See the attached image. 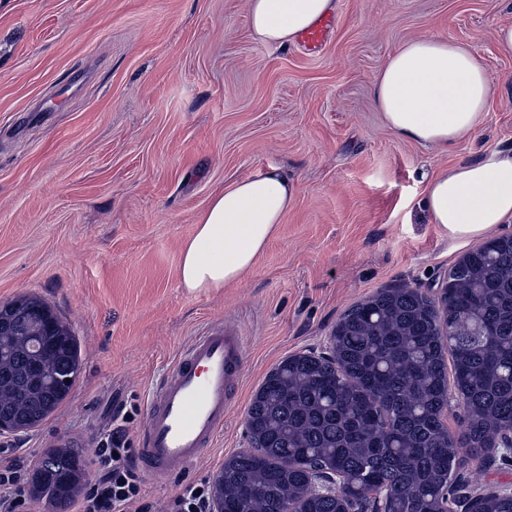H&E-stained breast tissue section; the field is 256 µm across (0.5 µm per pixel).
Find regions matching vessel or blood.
I'll list each match as a JSON object with an SVG mask.
<instances>
[{
    "mask_svg": "<svg viewBox=\"0 0 512 512\" xmlns=\"http://www.w3.org/2000/svg\"><path fill=\"white\" fill-rule=\"evenodd\" d=\"M245 344L216 324L195 337L157 386L139 431L148 476L171 479L212 448L224 428L241 377Z\"/></svg>",
    "mask_w": 512,
    "mask_h": 512,
    "instance_id": "b4317fda",
    "label": "vessel or blood"
}]
</instances>
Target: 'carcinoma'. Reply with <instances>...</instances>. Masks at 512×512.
Returning a JSON list of instances; mask_svg holds the SVG:
<instances>
[{"mask_svg":"<svg viewBox=\"0 0 512 512\" xmlns=\"http://www.w3.org/2000/svg\"><path fill=\"white\" fill-rule=\"evenodd\" d=\"M50 307L23 298L0 312V420L36 426L67 397L80 370L75 336H37ZM329 356L295 354L265 378L248 412L252 448L224 462V512H338L336 494L308 475L343 474L357 512H434L455 474L500 447L512 428V237L493 238L448 269L436 303L384 288L349 308ZM455 392L464 428L444 424ZM84 478L80 453L42 458L34 489L65 512ZM482 512H512V496L481 494Z\"/></svg>","mask_w":512,"mask_h":512,"instance_id":"1","label":"carcinoma"}]
</instances>
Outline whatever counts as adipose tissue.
I'll use <instances>...</instances> for the list:
<instances>
[{"mask_svg":"<svg viewBox=\"0 0 512 512\" xmlns=\"http://www.w3.org/2000/svg\"><path fill=\"white\" fill-rule=\"evenodd\" d=\"M335 0H248L260 41L285 46ZM493 88L471 46L439 36L404 43L373 82L377 109L399 139L426 147L458 142L477 127ZM295 192L287 172L269 167L211 197L183 244L179 278L192 292L219 290L251 270L275 237ZM424 205L432 223L458 240L512 223V151L493 152L433 177Z\"/></svg>","mask_w":512,"mask_h":512,"instance_id":"obj_1","label":"adipose tissue"}]
</instances>
